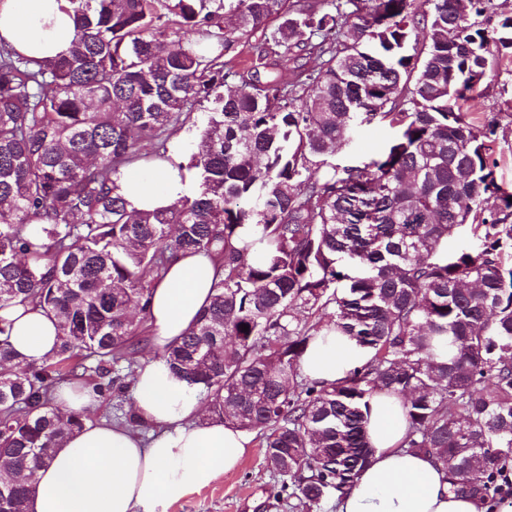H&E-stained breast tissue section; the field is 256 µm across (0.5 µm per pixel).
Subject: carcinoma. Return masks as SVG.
<instances>
[{
    "instance_id": "obj_1",
    "label": "carcinoma",
    "mask_w": 512,
    "mask_h": 512,
    "mask_svg": "<svg viewBox=\"0 0 512 512\" xmlns=\"http://www.w3.org/2000/svg\"><path fill=\"white\" fill-rule=\"evenodd\" d=\"M70 3L68 54L34 68L0 49V310L29 302L59 329L52 359L25 365L0 317L8 512H28L17 476L83 425L59 411V385L93 373L109 390L115 367L133 370L150 290L188 250L216 256L224 278L162 358L211 415L256 433L291 508L356 486L379 390L404 398L407 448L435 458L452 492L498 504L512 472V192L469 108L491 46L512 48V17L485 28L493 0ZM258 30L252 79L224 92V51ZM283 58L293 83L260 79ZM193 101L208 103L200 142L183 145L197 192L127 209L122 170L148 141L166 157ZM361 115L393 136L368 162L335 159ZM464 225L473 242L448 251ZM331 325L367 361L333 383L300 377Z\"/></svg>"
}]
</instances>
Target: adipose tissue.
Returning <instances> with one entry per match:
<instances>
[{
	"label": "adipose tissue",
	"instance_id": "ef3b65f1",
	"mask_svg": "<svg viewBox=\"0 0 512 512\" xmlns=\"http://www.w3.org/2000/svg\"><path fill=\"white\" fill-rule=\"evenodd\" d=\"M76 35L69 0H0V45L41 64L66 54ZM183 156L139 162L125 169L118 192L129 209L154 211L193 195L196 176L180 172ZM221 269L203 251L180 253L151 290V342L162 351L179 341L213 295ZM11 325L9 342L20 361L39 365L59 343L58 320L42 308L16 303L0 310ZM366 352L349 336L322 330L300 360L302 374L332 382L363 364ZM56 401L68 413L84 415L55 452L35 471L29 512H156L191 491L209 486L238 468L251 442L248 431L206 418L197 387L155 357L138 364L132 383V411L156 433L142 436L126 425L94 420L98 394L65 386ZM371 458L337 512H487L450 491L448 476L425 453L403 448L408 424L404 402L375 394L366 413Z\"/></svg>",
	"mask_w": 512,
	"mask_h": 512
}]
</instances>
